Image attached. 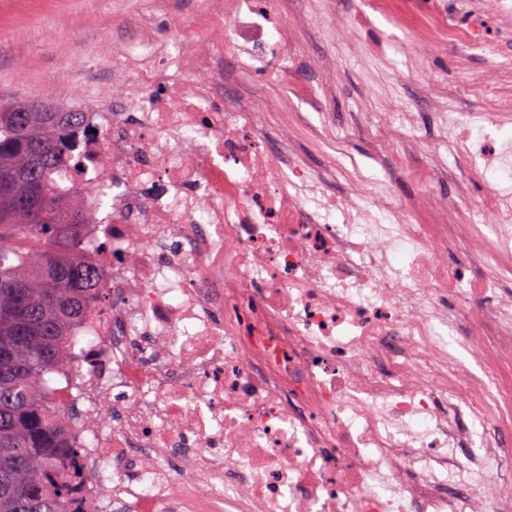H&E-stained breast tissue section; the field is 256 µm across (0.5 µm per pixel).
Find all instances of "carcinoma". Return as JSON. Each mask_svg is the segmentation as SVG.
I'll return each instance as SVG.
<instances>
[{"label":"carcinoma","instance_id":"carcinoma-1","mask_svg":"<svg viewBox=\"0 0 512 512\" xmlns=\"http://www.w3.org/2000/svg\"><path fill=\"white\" fill-rule=\"evenodd\" d=\"M79 109L0 102V512H67L57 481L74 451L62 445L51 375L67 336L103 295L91 249L75 234L91 200L53 190L70 165L64 132Z\"/></svg>","mask_w":512,"mask_h":512}]
</instances>
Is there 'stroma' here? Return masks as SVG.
<instances>
[{
    "label": "stroma",
    "mask_w": 512,
    "mask_h": 512,
    "mask_svg": "<svg viewBox=\"0 0 512 512\" xmlns=\"http://www.w3.org/2000/svg\"><path fill=\"white\" fill-rule=\"evenodd\" d=\"M302 51L297 82L273 77H235L225 95H249L271 101L280 112H303L308 124L298 129L296 143L311 167L335 166L329 191L342 196L356 184L375 187L382 168L397 165L400 149L364 127V112H419L424 131L435 124L431 100L448 97L454 112H482L494 97L512 98V18L489 13L486 20L492 47L506 66L494 90L484 82V58L476 51L448 52L432 49L425 57H408L410 30L388 14L372 9V0H276ZM204 0H167L164 10H154L151 0H0V99L22 98L82 106L110 105L120 86L112 74L115 57L127 45L146 37L174 36L175 22L198 25L204 40L217 31L205 22ZM370 20L356 29L351 43H337L327 18ZM333 123L319 128L321 113ZM345 131L343 153L333 144L337 131ZM453 165L455 154L432 138H425L415 154L412 172L397 173L385 186L387 201L401 203L417 195L433 194L456 206L468 219L473 206L490 185H511L512 173L486 169L473 182L467 201L456 195V178L448 174L433 179L414 177L428 155Z\"/></svg>",
    "instance_id": "1"
}]
</instances>
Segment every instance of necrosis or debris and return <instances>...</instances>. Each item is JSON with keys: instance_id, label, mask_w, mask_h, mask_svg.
Segmentation results:
<instances>
[{"instance_id": "obj_1", "label": "necrosis or debris", "mask_w": 512, "mask_h": 512, "mask_svg": "<svg viewBox=\"0 0 512 512\" xmlns=\"http://www.w3.org/2000/svg\"><path fill=\"white\" fill-rule=\"evenodd\" d=\"M207 5L220 45L175 38L180 70L165 41L126 49L117 99L69 132L53 176L101 201L79 234L105 296L52 391L99 474L71 512H512V193L472 224L435 195H331L291 121L223 101L225 58L282 76L300 53L273 0ZM482 16L399 21L421 54L434 26L486 49ZM510 112L439 128L458 147Z\"/></svg>"}]
</instances>
